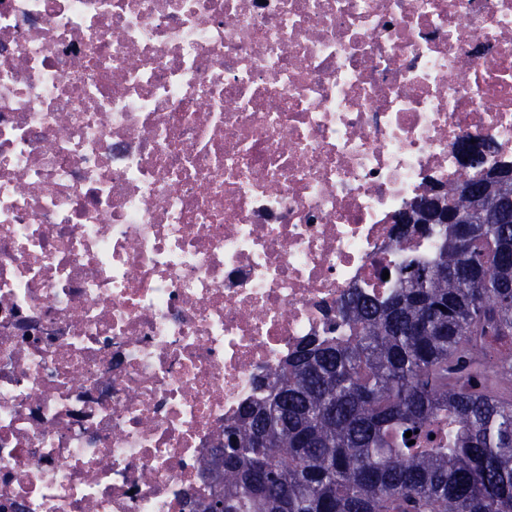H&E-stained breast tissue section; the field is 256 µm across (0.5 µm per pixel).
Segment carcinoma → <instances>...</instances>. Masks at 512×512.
Segmentation results:
<instances>
[{
  "label": "carcinoma",
  "instance_id": "1",
  "mask_svg": "<svg viewBox=\"0 0 512 512\" xmlns=\"http://www.w3.org/2000/svg\"><path fill=\"white\" fill-rule=\"evenodd\" d=\"M475 169L445 198L468 244L439 224L386 295L344 297L348 334L295 351L224 427L197 512H512V219L482 222L499 189Z\"/></svg>",
  "mask_w": 512,
  "mask_h": 512
}]
</instances>
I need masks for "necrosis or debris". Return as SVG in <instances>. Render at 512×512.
Listing matches in <instances>:
<instances>
[{
	"mask_svg": "<svg viewBox=\"0 0 512 512\" xmlns=\"http://www.w3.org/2000/svg\"><path fill=\"white\" fill-rule=\"evenodd\" d=\"M512 162V0H0V512H192L395 218Z\"/></svg>",
	"mask_w": 512,
	"mask_h": 512,
	"instance_id": "necrosis-or-debris-1",
	"label": "necrosis or debris"
}]
</instances>
